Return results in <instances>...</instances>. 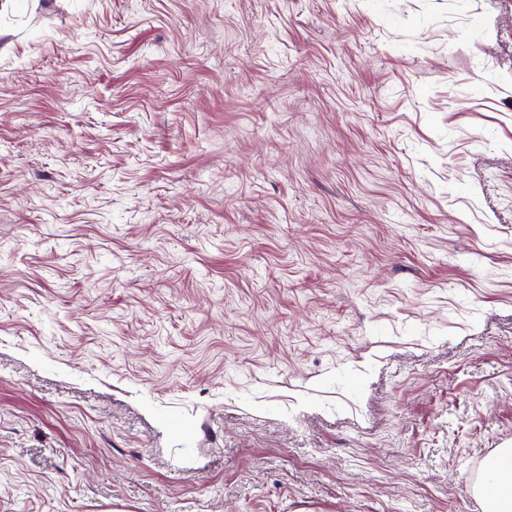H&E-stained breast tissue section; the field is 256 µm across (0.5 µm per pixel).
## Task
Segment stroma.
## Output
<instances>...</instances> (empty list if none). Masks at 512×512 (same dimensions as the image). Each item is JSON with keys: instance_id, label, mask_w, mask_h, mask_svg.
Returning <instances> with one entry per match:
<instances>
[{"instance_id": "obj_1", "label": "stroma", "mask_w": 512, "mask_h": 512, "mask_svg": "<svg viewBox=\"0 0 512 512\" xmlns=\"http://www.w3.org/2000/svg\"><path fill=\"white\" fill-rule=\"evenodd\" d=\"M498 448L512 0L0 12V512H482Z\"/></svg>"}]
</instances>
